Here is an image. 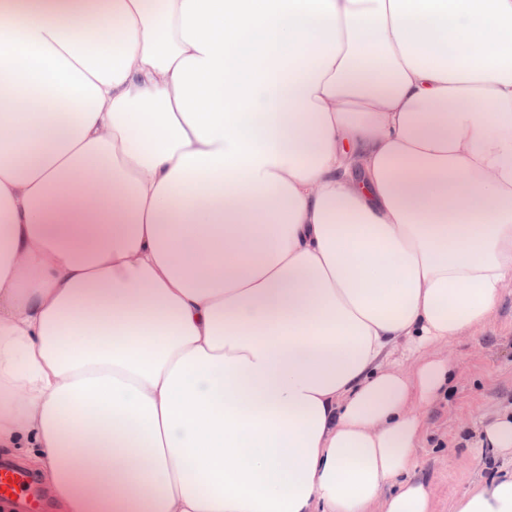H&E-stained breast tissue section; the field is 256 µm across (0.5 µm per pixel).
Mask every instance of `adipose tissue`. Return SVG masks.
<instances>
[{"label": "adipose tissue", "instance_id": "obj_1", "mask_svg": "<svg viewBox=\"0 0 512 512\" xmlns=\"http://www.w3.org/2000/svg\"><path fill=\"white\" fill-rule=\"evenodd\" d=\"M510 285L512 0H0V448L55 512H436L435 346Z\"/></svg>", "mask_w": 512, "mask_h": 512}]
</instances>
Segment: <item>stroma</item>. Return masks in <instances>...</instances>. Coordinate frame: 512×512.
I'll return each instance as SVG.
<instances>
[{
  "instance_id": "obj_1",
  "label": "stroma",
  "mask_w": 512,
  "mask_h": 512,
  "mask_svg": "<svg viewBox=\"0 0 512 512\" xmlns=\"http://www.w3.org/2000/svg\"><path fill=\"white\" fill-rule=\"evenodd\" d=\"M453 378L447 399L425 410L427 433L418 450L417 474L435 490L437 512L482 471L490 453L478 443L480 426L512 403V286L505 288L492 323L448 347Z\"/></svg>"
}]
</instances>
